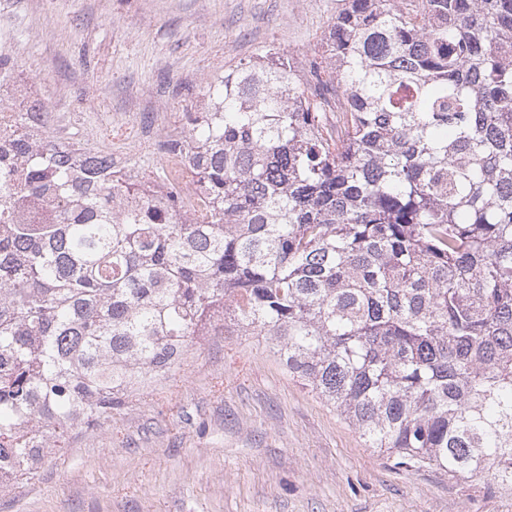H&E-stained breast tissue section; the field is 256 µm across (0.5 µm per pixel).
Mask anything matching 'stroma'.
Listing matches in <instances>:
<instances>
[{
	"label": "stroma",
	"mask_w": 512,
	"mask_h": 512,
	"mask_svg": "<svg viewBox=\"0 0 512 512\" xmlns=\"http://www.w3.org/2000/svg\"><path fill=\"white\" fill-rule=\"evenodd\" d=\"M339 0H0V53L35 80L77 146L162 173L205 88L272 47L299 77ZM0 512H512L482 475L406 471L296 376L263 337L216 321L111 419L71 427Z\"/></svg>",
	"instance_id": "35a3bbf8"
}]
</instances>
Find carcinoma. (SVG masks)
<instances>
[{
	"label": "carcinoma",
	"instance_id": "carcinoma-1",
	"mask_svg": "<svg viewBox=\"0 0 512 512\" xmlns=\"http://www.w3.org/2000/svg\"><path fill=\"white\" fill-rule=\"evenodd\" d=\"M209 87L183 197L0 144V491L228 318L405 469L512 488V0H345Z\"/></svg>",
	"mask_w": 512,
	"mask_h": 512
}]
</instances>
